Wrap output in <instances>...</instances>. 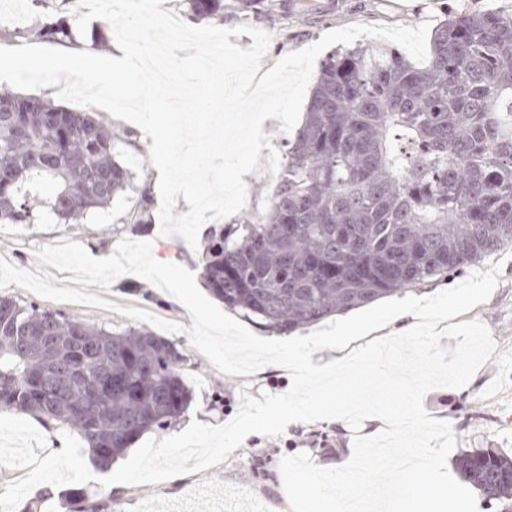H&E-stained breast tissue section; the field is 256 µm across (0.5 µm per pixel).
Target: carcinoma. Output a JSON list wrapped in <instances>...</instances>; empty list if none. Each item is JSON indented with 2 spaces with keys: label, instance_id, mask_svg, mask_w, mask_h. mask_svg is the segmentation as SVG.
I'll list each match as a JSON object with an SVG mask.
<instances>
[{
  "label": "carcinoma",
  "instance_id": "carcinoma-1",
  "mask_svg": "<svg viewBox=\"0 0 512 512\" xmlns=\"http://www.w3.org/2000/svg\"><path fill=\"white\" fill-rule=\"evenodd\" d=\"M188 17L224 20V0H187ZM255 17L279 0H234ZM69 41L65 19H37L0 38ZM132 132L103 116L0 85V222L40 211L61 224L131 192L120 218L150 221L151 180L116 160ZM52 183L51 196L43 188ZM512 244V18L455 13L434 29L428 62L359 45L326 56L305 121L259 221L208 232L203 278L224 306L291 333L448 274ZM176 343L129 327L0 297V407L75 431L101 470L145 432L186 410ZM461 476L512 512V456L470 452Z\"/></svg>",
  "mask_w": 512,
  "mask_h": 512
}]
</instances>
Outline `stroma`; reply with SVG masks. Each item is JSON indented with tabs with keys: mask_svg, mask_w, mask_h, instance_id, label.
<instances>
[{
	"mask_svg": "<svg viewBox=\"0 0 512 512\" xmlns=\"http://www.w3.org/2000/svg\"><path fill=\"white\" fill-rule=\"evenodd\" d=\"M287 16L270 22L225 10L224 25L231 28L243 24L267 30L272 40L262 60V70H269L288 53L307 47L333 29L353 25H406L423 22L438 24L448 13L498 12L512 13V0H289ZM130 204L125 198L113 201L83 224H59L39 215L31 224L0 223V258L33 272L42 266L36 252L40 247L59 244L68 239L80 242L96 258L113 253L117 243L134 236L153 243V255L162 262H175L194 273H201L206 241L190 247L182 238L164 236L159 222L144 225L131 232L121 221ZM502 262L498 284L488 300L458 315V322L479 320L495 341L496 350L490 360L472 377L466 387L440 388L424 399L430 415L450 423L457 445L454 455L476 449H492L512 455V247L471 263L466 267L428 280L410 288V295L426 297L451 288L471 273L489 270L492 263ZM90 293L123 307L143 309L152 315L182 325V332L171 339L184 354L181 372L190 388L187 409L162 430L149 431V438L161 440L185 430L191 421L213 426L230 421L238 411L239 391L248 388L251 396L266 392L280 395L291 386L287 370L269 365L250 377L229 376L218 371L190 343L185 332L192 318L175 298L160 291L144 279L127 275L119 278L109 290L90 286ZM5 295L42 308L75 315L86 323L120 331L131 326L130 318L115 312L55 302L12 285ZM353 433L349 427L325 420L310 424H289L283 436L268 438L252 434L245 438L223 463L190 475L173 477L159 484L138 486H101L89 482L88 512H144L148 504L163 508L185 500L200 491L218 494L224 488L243 486L267 501L270 512H290L282 486L279 462L283 456L305 452L315 464L337 467L351 457Z\"/></svg>",
	"mask_w": 512,
	"mask_h": 512,
	"instance_id": "obj_1",
	"label": "stroma"
}]
</instances>
